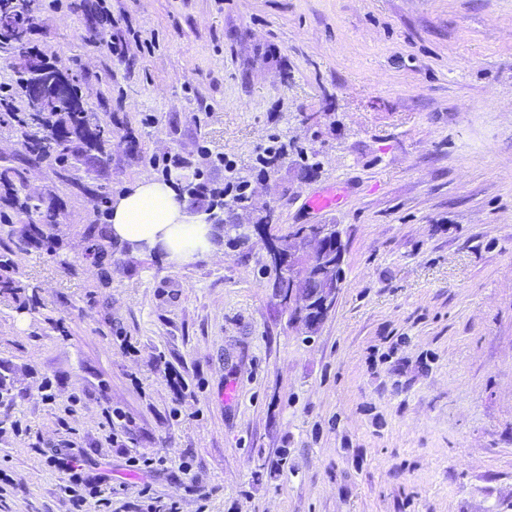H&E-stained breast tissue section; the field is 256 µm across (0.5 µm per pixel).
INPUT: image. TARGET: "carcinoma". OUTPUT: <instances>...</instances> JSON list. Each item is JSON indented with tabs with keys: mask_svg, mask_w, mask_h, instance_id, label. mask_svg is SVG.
<instances>
[{
	"mask_svg": "<svg viewBox=\"0 0 512 512\" xmlns=\"http://www.w3.org/2000/svg\"><path fill=\"white\" fill-rule=\"evenodd\" d=\"M26 31L27 28L21 26H1L0 49L24 50ZM15 85L21 94L23 111L0 121V132L16 136L28 160L57 163L58 178L67 184H75L80 166L95 168L108 159L106 147L112 145V127L101 113L84 103L75 90H70L50 106L42 103L32 93L30 67L19 72ZM179 191L192 208L208 213L209 219L221 226L224 233L238 230V225L226 222V218L233 217L232 209L241 202L240 198L216 201L213 206L217 211L212 212L201 198L199 184L185 183ZM19 208L27 215L29 228L56 223L55 211L39 200L27 199L19 204ZM85 233L93 241L94 254L104 259L107 250L98 243V239L105 237L104 228L89 224Z\"/></svg>",
	"mask_w": 512,
	"mask_h": 512,
	"instance_id": "carcinoma-1",
	"label": "carcinoma"
}]
</instances>
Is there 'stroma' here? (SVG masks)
<instances>
[{
	"label": "stroma",
	"mask_w": 512,
	"mask_h": 512,
	"mask_svg": "<svg viewBox=\"0 0 512 512\" xmlns=\"http://www.w3.org/2000/svg\"><path fill=\"white\" fill-rule=\"evenodd\" d=\"M103 1L125 59L98 38ZM65 2L0 53V84L55 67L114 139L78 187L0 133L19 199L58 213L0 244L21 283L0 294V512H69L60 449L112 512L145 488L180 512H512V0ZM166 156L175 178L245 177L247 242L98 261L100 190L162 180ZM336 182L342 208L309 213ZM268 213L341 232L315 330L274 286Z\"/></svg>",
	"instance_id": "stroma-1"
}]
</instances>
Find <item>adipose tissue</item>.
I'll list each match as a JSON object with an SVG mask.
<instances>
[{
    "label": "adipose tissue",
    "instance_id": "ef3b65f1",
    "mask_svg": "<svg viewBox=\"0 0 512 512\" xmlns=\"http://www.w3.org/2000/svg\"><path fill=\"white\" fill-rule=\"evenodd\" d=\"M110 224L115 240L140 248H163L177 263L190 262L212 247L211 226L189 220L175 189L150 177L116 197Z\"/></svg>",
    "mask_w": 512,
    "mask_h": 512
}]
</instances>
